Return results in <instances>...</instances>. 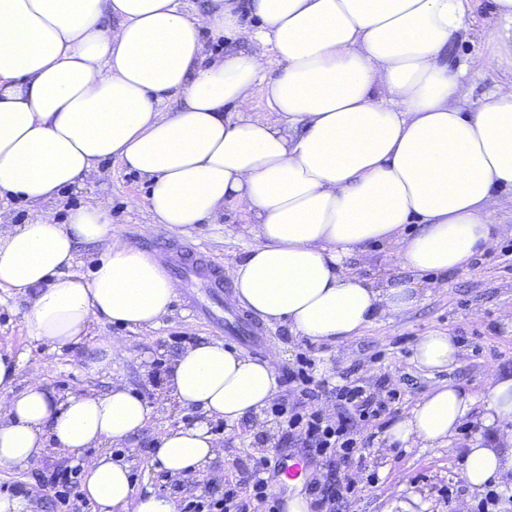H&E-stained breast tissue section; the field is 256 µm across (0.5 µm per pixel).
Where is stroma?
<instances>
[{"label": "stroma", "mask_w": 512, "mask_h": 512, "mask_svg": "<svg viewBox=\"0 0 512 512\" xmlns=\"http://www.w3.org/2000/svg\"><path fill=\"white\" fill-rule=\"evenodd\" d=\"M493 0H473V30L457 47L459 56L482 55L487 66L475 84V96H482L511 77L497 64L493 48L480 32L493 18ZM102 174L80 188L71 189L56 205L59 216L69 209L101 204L112 219L113 242L124 243L154 254L163 260L167 273L179 288L169 314L161 324L132 331L104 320L94 322L89 337L55 352L49 346L30 339L23 324L28 302L25 297L0 291V352L19 358L22 364L19 386L30 378L45 380L58 395L92 390L105 393L120 383L143 396L155 411L134 448L113 449V457L132 462L137 492L159 490L165 479L151 463V445L170 428L199 420L192 408L163 404L159 388L162 375L175 355L201 340L221 341L239 346L238 337L225 333L221 319L231 314H246L234 296L232 281H225L223 296H216L209 284L208 266L198 267L194 277L181 276L178 265L202 254L210 264L229 270L231 262L241 260L256 240L243 226L249 215L236 205L224 209L219 224L168 226L151 221L144 199L147 189L140 178L119 161L101 166ZM504 229L497 243L475 259L472 268L438 277V285L423 295L412 310L393 318H383L366 327L348 345L317 342L313 346L317 374L331 384L342 382L348 368L357 377L373 383L387 377L397 392L389 411L373 426L374 433L362 466L351 468L349 478L357 495L350 512H475L481 493L471 491L461 477L464 454L482 429V407H475L465 428L459 429L452 449L387 447L384 430L390 420L408 412L439 383L454 381L476 397H483L493 373H512V268H504L502 250L512 246V217L503 216ZM179 252V263L165 256ZM264 342L249 350L251 358H279L278 398L295 401L300 391L288 382V369L304 352L306 340L289 332L287 325L265 324ZM443 331L454 337L461 349L458 362L443 371L419 368L412 360V348L418 336ZM121 339L123 349L115 353L107 372L93 371L98 356L97 344L108 337ZM222 445V453L211 464L208 478L212 486H223L234 476L246 455H262L285 447L288 454L303 456L299 443L282 444V433L269 414L252 417L230 426L224 420L210 423ZM459 488L449 495V485Z\"/></svg>", "instance_id": "35a3bbf8"}]
</instances>
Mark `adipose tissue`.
<instances>
[{
	"label": "adipose tissue",
	"mask_w": 512,
	"mask_h": 512,
	"mask_svg": "<svg viewBox=\"0 0 512 512\" xmlns=\"http://www.w3.org/2000/svg\"><path fill=\"white\" fill-rule=\"evenodd\" d=\"M493 2L482 35L512 69V0ZM470 27V0H209L194 16L179 0H0V199L34 214L0 226V290L28 298L29 337L58 350L101 318L153 328L177 294L152 256L112 242L105 207L56 220L61 192L113 159L146 183L153 223L214 224L225 205L245 208L257 243L230 274L264 321L345 345L415 308L427 278L469 270L502 231L495 212L512 209V83L473 99L485 61L455 53ZM210 35L223 55L208 51ZM102 240L89 275L73 274L78 243ZM369 244L388 247L401 277L347 269ZM458 354L433 331L412 360L441 371ZM20 369L0 354V470L28 467L53 440L81 466L94 512H178L175 496L137 493L130 463L111 455L153 405L118 386L62 397L34 380L19 391ZM276 390L275 357L188 346L164 391L202 418L160 437L152 464L206 475L218 452L209 419L240 423ZM479 400L484 429L463 478L482 489L512 475V375L480 399L439 384L386 443L444 447Z\"/></svg>",
	"instance_id": "obj_1"
}]
</instances>
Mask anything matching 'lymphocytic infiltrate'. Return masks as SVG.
<instances>
[{
    "label": "lymphocytic infiltrate",
    "instance_id": "lymphocytic-infiltrate-1",
    "mask_svg": "<svg viewBox=\"0 0 512 512\" xmlns=\"http://www.w3.org/2000/svg\"><path fill=\"white\" fill-rule=\"evenodd\" d=\"M288 379L299 385L302 401L293 405L274 403L271 412L286 437H299L304 447L313 449L325 462L324 471L314 474L307 485L314 512H343L355 493L344 472L362 462L371 443L370 438L360 435L358 426L380 418L387 406L361 379L350 378L334 387L338 400L344 403V412L327 421L312 406L320 390L330 386L328 380L316 377L312 355L301 354L296 368L289 370ZM269 466V457L253 458L242 483L221 489L204 486L199 495L185 502L182 512H276V492L266 477Z\"/></svg>",
    "mask_w": 512,
    "mask_h": 512
}]
</instances>
